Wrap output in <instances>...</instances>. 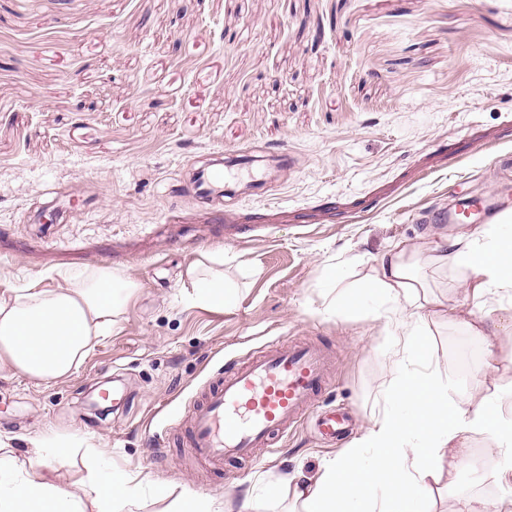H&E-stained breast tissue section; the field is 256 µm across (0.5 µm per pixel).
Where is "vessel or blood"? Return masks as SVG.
<instances>
[{"label":"vessel or blood","mask_w":512,"mask_h":512,"mask_svg":"<svg viewBox=\"0 0 512 512\" xmlns=\"http://www.w3.org/2000/svg\"><path fill=\"white\" fill-rule=\"evenodd\" d=\"M245 174L242 167L225 171L219 161L197 169L192 187L203 199H218ZM329 384L328 355L314 343L282 342L246 361L225 362L183 419L187 452L215 469L229 459L255 461L259 450L273 449L306 420L324 436H343L346 415L319 404Z\"/></svg>","instance_id":"b4317fda"}]
</instances>
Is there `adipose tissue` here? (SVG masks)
Instances as JSON below:
<instances>
[{
  "instance_id": "ef3b65f1",
  "label": "adipose tissue",
  "mask_w": 512,
  "mask_h": 512,
  "mask_svg": "<svg viewBox=\"0 0 512 512\" xmlns=\"http://www.w3.org/2000/svg\"><path fill=\"white\" fill-rule=\"evenodd\" d=\"M424 257L466 271L472 298L512 299V219L504 216L445 245L397 243L370 275L353 284L343 272L326 268L324 287L340 292L328 313L385 318L402 369L384 395L383 410L360 437L315 475H285L299 512H424L432 482L459 469L475 433L488 440L484 455L496 463L494 481L512 491V389L454 400L448 393L452 379L435 359L428 323L445 318L484 339L489 327L512 329V306L492 321L487 312L440 301L412 275ZM224 260L223 251L206 252L188 267L190 304L217 310L234 304L239 288L225 278ZM56 276L63 287L28 283L0 291V374L39 382L69 378L139 291L129 275L107 266L60 270ZM78 445L74 438L56 442L49 452L23 461L1 450L0 512H87L91 506L96 512H122L143 483L139 474L106 475L94 467L77 493L52 480Z\"/></svg>"
}]
</instances>
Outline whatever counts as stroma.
Segmentation results:
<instances>
[{"label": "stroma", "mask_w": 512, "mask_h": 512, "mask_svg": "<svg viewBox=\"0 0 512 512\" xmlns=\"http://www.w3.org/2000/svg\"><path fill=\"white\" fill-rule=\"evenodd\" d=\"M280 160L262 189L201 201L192 168L222 153ZM512 193V0H0V289L53 270L109 266L141 289L66 380L0 377V441L77 436L60 481L102 471L145 481L130 512L221 497L234 512H295L263 486L315 474L339 446L306 423L253 463L198 472L174 421L228 359L310 341L331 360L328 406L360 436L399 367L383 322L326 317L325 266L347 282L394 243L466 231L440 216L456 195ZM65 208L64 217L50 213ZM223 250L240 282L224 310L187 304L188 266ZM466 400L483 354L430 326ZM120 378L126 409L96 411ZM440 478L427 512L480 499L512 512L486 445Z\"/></svg>", "instance_id": "stroma-1"}]
</instances>
